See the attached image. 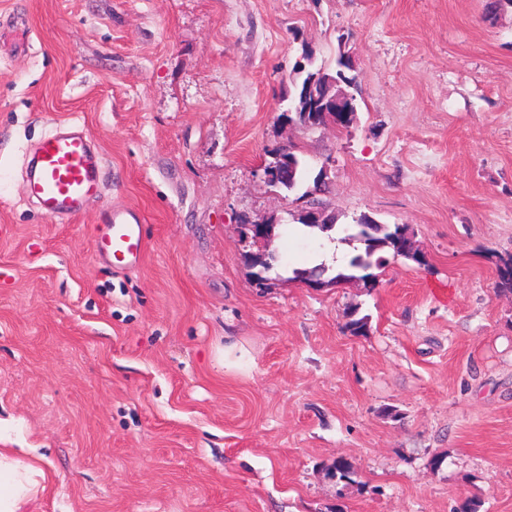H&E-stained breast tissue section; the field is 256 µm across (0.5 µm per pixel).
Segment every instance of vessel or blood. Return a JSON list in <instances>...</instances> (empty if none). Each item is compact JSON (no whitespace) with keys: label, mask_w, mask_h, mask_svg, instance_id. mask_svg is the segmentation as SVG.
<instances>
[{"label":"vessel or blood","mask_w":512,"mask_h":512,"mask_svg":"<svg viewBox=\"0 0 512 512\" xmlns=\"http://www.w3.org/2000/svg\"><path fill=\"white\" fill-rule=\"evenodd\" d=\"M103 155L79 120L46 135L25 167L24 197L46 216L67 220L82 214L102 189ZM97 257L118 269L138 266L146 252L137 215L116 208L93 237Z\"/></svg>","instance_id":"obj_1"}]
</instances>
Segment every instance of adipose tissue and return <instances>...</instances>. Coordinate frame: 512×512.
Masks as SVG:
<instances>
[{"mask_svg": "<svg viewBox=\"0 0 512 512\" xmlns=\"http://www.w3.org/2000/svg\"><path fill=\"white\" fill-rule=\"evenodd\" d=\"M52 482L43 458L23 460L0 448V512H38L42 493Z\"/></svg>", "mask_w": 512, "mask_h": 512, "instance_id": "1", "label": "adipose tissue"}]
</instances>
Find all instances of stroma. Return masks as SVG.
Here are the masks:
<instances>
[{"mask_svg":"<svg viewBox=\"0 0 512 512\" xmlns=\"http://www.w3.org/2000/svg\"><path fill=\"white\" fill-rule=\"evenodd\" d=\"M486 4L0 0V448L46 455L40 512H512V6ZM305 42L351 55L350 127L282 122ZM73 118L103 192L58 221L24 157ZM289 145L340 223L408 225L424 265L300 279L362 246L296 232L265 176ZM116 205L133 271L93 251ZM244 217L277 222L263 288ZM93 249L95 255L112 268L140 265L145 256L146 241L138 216L126 208L112 209L105 223L95 227Z\"/></svg>","mask_w":512,"mask_h":512,"instance_id":"35a3bbf8","label":"stroma"}]
</instances>
